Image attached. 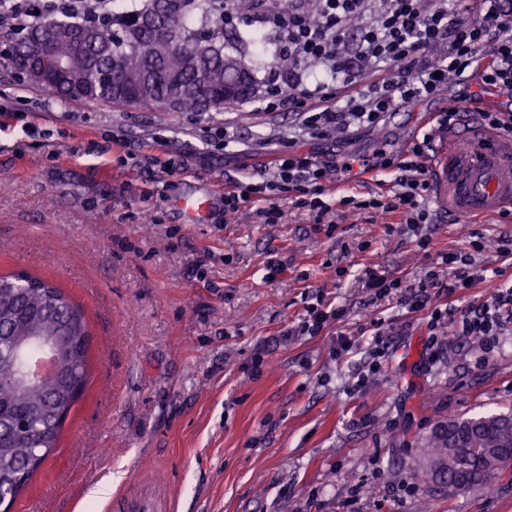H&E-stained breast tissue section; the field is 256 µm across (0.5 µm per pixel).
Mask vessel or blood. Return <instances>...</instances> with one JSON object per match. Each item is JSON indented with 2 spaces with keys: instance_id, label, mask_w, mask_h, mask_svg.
<instances>
[{
  "instance_id": "obj_1",
  "label": "vessel or blood",
  "mask_w": 512,
  "mask_h": 512,
  "mask_svg": "<svg viewBox=\"0 0 512 512\" xmlns=\"http://www.w3.org/2000/svg\"><path fill=\"white\" fill-rule=\"evenodd\" d=\"M433 194L440 209L485 216L512 204V139L487 143L472 134L441 146L432 160Z\"/></svg>"
}]
</instances>
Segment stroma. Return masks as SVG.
Instances as JSON below:
<instances>
[{
  "instance_id": "35a3bbf8",
  "label": "stroma",
  "mask_w": 512,
  "mask_h": 512,
  "mask_svg": "<svg viewBox=\"0 0 512 512\" xmlns=\"http://www.w3.org/2000/svg\"><path fill=\"white\" fill-rule=\"evenodd\" d=\"M46 95L0 63V98L37 115L33 136L0 132V273L28 270L84 308L91 378L14 512H113L119 495L155 512L172 499L178 512H512V473L448 492L419 465L434 421L512 409V335L490 354L450 337L432 362L425 315L360 282L368 267L415 282L452 251L474 253L492 282L512 281V254L502 253L512 216L476 224L435 211L430 247L420 249L401 228L340 205L383 189L382 171L331 190L326 224L288 200L277 224L247 209L224 220L221 184L270 166L295 134L287 113L252 103L202 116L85 99L48 107ZM456 96L479 112L502 107L452 81L375 128L297 146L322 159L368 156L383 143L397 150ZM224 125L236 138L202 169L194 154ZM144 154L186 158L191 169L161 185L131 166ZM202 194L214 215L197 224L181 201ZM148 208L157 223H145ZM271 260L281 268L272 280ZM318 294L344 318L317 336L286 337ZM341 335L356 347L338 361ZM378 340L386 369L354 388ZM107 482L111 494L90 499Z\"/></svg>"
}]
</instances>
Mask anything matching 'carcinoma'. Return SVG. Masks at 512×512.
Listing matches in <instances>:
<instances>
[{"mask_svg":"<svg viewBox=\"0 0 512 512\" xmlns=\"http://www.w3.org/2000/svg\"><path fill=\"white\" fill-rule=\"evenodd\" d=\"M225 0H134L99 15L44 2L0 59L38 60L35 82L62 99H90L187 114L221 112L259 98L263 81L245 63L247 40L224 24ZM66 38L65 54L43 45ZM0 487L16 498L58 448L66 417L89 384V322L56 284L17 272L0 276ZM48 346L58 375L22 381ZM512 413L450 417L424 438L429 472L448 488L479 486L512 465L502 452Z\"/></svg>","mask_w":512,"mask_h":512,"instance_id":"1","label":"carcinoma"}]
</instances>
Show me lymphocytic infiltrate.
<instances>
[{
  "instance_id": "obj_1",
  "label": "lymphocytic infiltrate",
  "mask_w": 512,
  "mask_h": 512,
  "mask_svg": "<svg viewBox=\"0 0 512 512\" xmlns=\"http://www.w3.org/2000/svg\"><path fill=\"white\" fill-rule=\"evenodd\" d=\"M367 2L320 0L314 20L307 18L303 0H288L287 5L252 15L227 11L230 23L261 35L275 31V56L299 65L312 63L329 74L327 81L311 88L271 66L262 111H288L300 136L330 140L354 126L377 125L398 103L431 97L451 79L474 81L512 99V0H476V15L470 19L453 16L448 0H380L369 20ZM429 146L425 138L398 151L383 145L359 159L343 155L328 160L292 147L275 157L273 175L225 181L224 213L252 206L264 223L273 224L280 214L279 201L291 198L320 220L330 211L325 197L331 174L356 167L366 173L390 170L394 183L386 193L364 200L346 196L341 204L355 211L370 209L387 219L399 217L425 249L431 243L425 207ZM441 259V269L427 270L409 285L366 270L364 287L377 297L400 292L408 312L425 313L431 360L439 359L449 333L494 350L501 337L512 335V282L495 284L480 304L457 307L453 296L473 288L484 275L472 254L448 252ZM436 295L445 297L446 305L433 303Z\"/></svg>"
}]
</instances>
